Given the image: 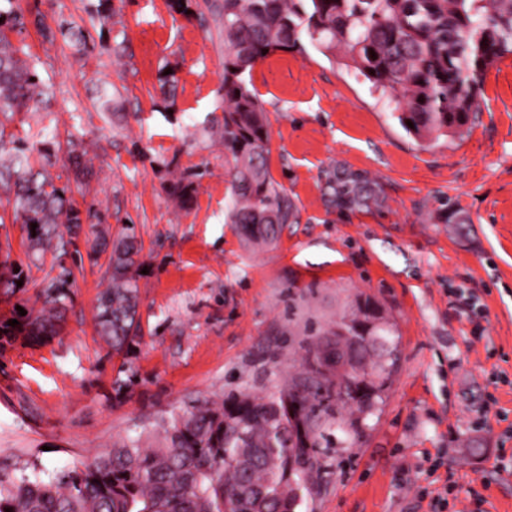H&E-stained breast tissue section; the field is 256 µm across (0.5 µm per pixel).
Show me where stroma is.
<instances>
[{
  "label": "stroma",
  "mask_w": 512,
  "mask_h": 512,
  "mask_svg": "<svg viewBox=\"0 0 512 512\" xmlns=\"http://www.w3.org/2000/svg\"><path fill=\"white\" fill-rule=\"evenodd\" d=\"M209 2L18 0L26 27L9 37L53 96L0 131L48 158L92 223L131 227L142 337L118 356L97 334L107 279L84 262L59 335L0 347V470L80 467L124 439L155 442L195 402L272 397L308 335L363 295L393 325L398 360L361 436L321 449L295 512H512V472L497 469L512 458V56L486 71L468 132L429 145L318 47L265 58L246 80L269 114L270 173L300 214L258 249L225 221L224 41ZM332 167L367 175L381 206L327 207ZM449 201L467 223H449ZM15 271L0 324L41 309L44 276L1 198L0 277Z\"/></svg>",
  "instance_id": "stroma-1"
}]
</instances>
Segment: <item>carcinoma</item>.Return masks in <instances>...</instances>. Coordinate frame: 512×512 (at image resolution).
<instances>
[{
	"label": "carcinoma",
	"mask_w": 512,
	"mask_h": 512,
	"mask_svg": "<svg viewBox=\"0 0 512 512\" xmlns=\"http://www.w3.org/2000/svg\"><path fill=\"white\" fill-rule=\"evenodd\" d=\"M224 36V157L231 197L228 220L248 243H276L299 210L268 168L269 122L264 103L245 74L278 50L304 49L308 38L328 51L341 49L378 100L398 113L405 130L434 141L459 133L476 111L486 70L512 55V0H223L213 5ZM25 28L21 12L0 9V115L37 112L50 87L37 62L21 58L6 30ZM0 122V192L14 196L35 258L53 251L58 275L40 283L43 307L27 319V335L38 341L56 333L70 300L73 268L83 263L78 240L81 211L67 187L3 139ZM329 206L343 213L377 205L374 183L361 173L326 171ZM37 227H32V224ZM88 257L98 260L112 246L107 287L97 298V328L112 352L121 355L142 336L133 255L124 232L98 224ZM68 257L72 266L63 264ZM353 348L369 362L374 343L394 335L380 322ZM318 344L305 346L302 369L267 400L243 396L231 402L204 401L161 424L163 442L153 448L127 439L83 469L49 472L35 462L20 475L0 473V512H294L290 482L301 484L317 467V449L339 430L357 437L360 418L373 413L379 396L369 387L343 397V380L318 375L310 363ZM337 394V409L322 400ZM300 410L306 439L292 437L288 405Z\"/></svg>",
	"instance_id": "carcinoma-1"
}]
</instances>
